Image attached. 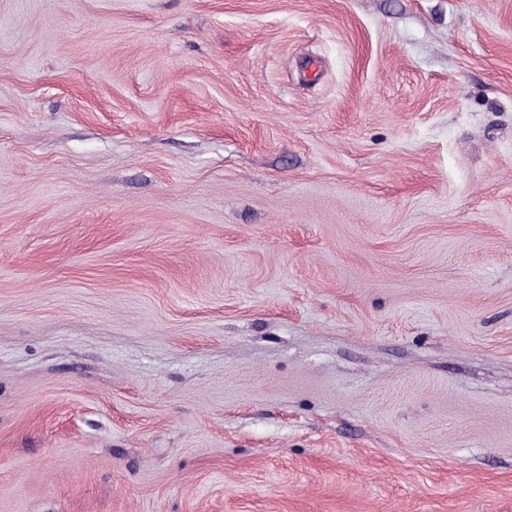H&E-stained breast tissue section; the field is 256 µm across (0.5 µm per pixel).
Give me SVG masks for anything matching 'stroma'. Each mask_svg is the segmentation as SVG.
<instances>
[{
	"label": "stroma",
	"instance_id": "obj_1",
	"mask_svg": "<svg viewBox=\"0 0 512 512\" xmlns=\"http://www.w3.org/2000/svg\"><path fill=\"white\" fill-rule=\"evenodd\" d=\"M0 512H512V0H0Z\"/></svg>",
	"mask_w": 512,
	"mask_h": 512
}]
</instances>
